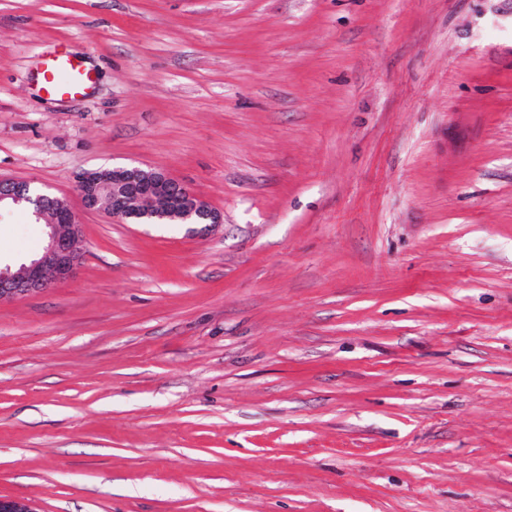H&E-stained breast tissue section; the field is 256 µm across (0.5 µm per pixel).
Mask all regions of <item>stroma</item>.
Segmentation results:
<instances>
[{
    "instance_id": "35a3bbf8",
    "label": "stroma",
    "mask_w": 512,
    "mask_h": 512,
    "mask_svg": "<svg viewBox=\"0 0 512 512\" xmlns=\"http://www.w3.org/2000/svg\"><path fill=\"white\" fill-rule=\"evenodd\" d=\"M59 46L89 94L36 92ZM117 166L223 224L86 208ZM0 178L82 225L0 304V497L512 512V0H0Z\"/></svg>"
}]
</instances>
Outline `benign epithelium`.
<instances>
[{"label": "benign epithelium", "instance_id": "obj_1", "mask_svg": "<svg viewBox=\"0 0 512 512\" xmlns=\"http://www.w3.org/2000/svg\"><path fill=\"white\" fill-rule=\"evenodd\" d=\"M85 206L126 224L200 226V232L224 223L221 212L201 202L181 181L154 168L131 166L86 172L78 180ZM33 183L0 178V206L26 204L34 223L46 227L42 252L14 270L0 266V303L39 292L69 278L78 265L76 241L81 224L59 196L31 194Z\"/></svg>", "mask_w": 512, "mask_h": 512}]
</instances>
